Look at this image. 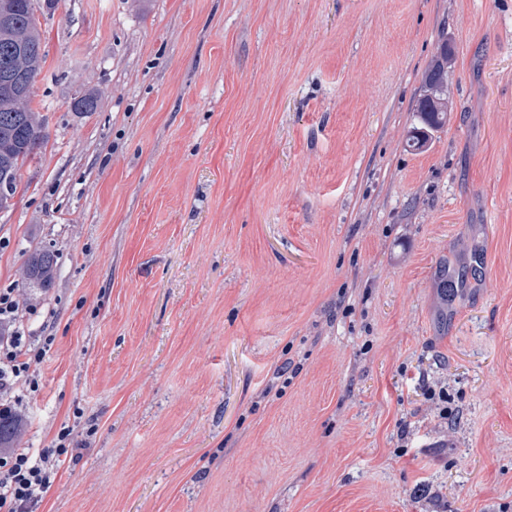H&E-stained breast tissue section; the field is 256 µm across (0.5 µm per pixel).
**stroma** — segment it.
<instances>
[{
	"label": "stroma",
	"mask_w": 512,
	"mask_h": 512,
	"mask_svg": "<svg viewBox=\"0 0 512 512\" xmlns=\"http://www.w3.org/2000/svg\"><path fill=\"white\" fill-rule=\"evenodd\" d=\"M36 7L0 290L53 339L19 447L74 428L39 512H512V0ZM422 94L418 101L415 125L407 146L422 151L434 132L448 124V48L442 46L439 55L425 72ZM56 256L53 250L41 248L28 257L21 268V277L25 284L33 287H45L53 278Z\"/></svg>",
	"instance_id": "stroma-1"
}]
</instances>
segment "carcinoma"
Instances as JSON below:
<instances>
[{
	"mask_svg": "<svg viewBox=\"0 0 512 512\" xmlns=\"http://www.w3.org/2000/svg\"><path fill=\"white\" fill-rule=\"evenodd\" d=\"M0 178L12 183L17 193L24 165L33 160L48 139L45 119L32 108L33 88L46 62L34 0H0ZM448 124V46L440 49L425 72L415 125L407 146L421 151L434 132ZM56 256L41 248L21 268L22 280L43 287L53 278ZM22 425L0 420V443L15 441Z\"/></svg>",
	"mask_w": 512,
	"mask_h": 512,
	"instance_id": "carcinoma-1",
	"label": "carcinoma"
}]
</instances>
